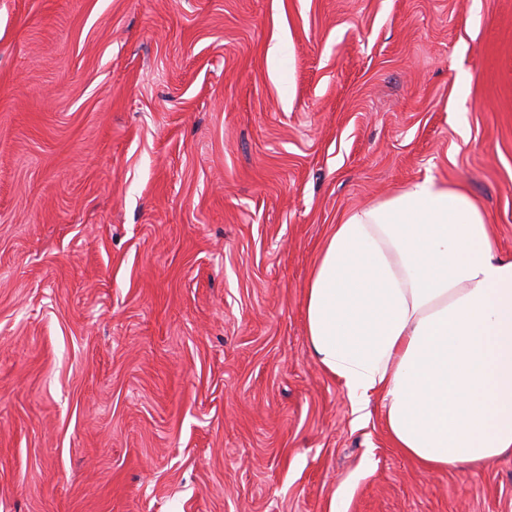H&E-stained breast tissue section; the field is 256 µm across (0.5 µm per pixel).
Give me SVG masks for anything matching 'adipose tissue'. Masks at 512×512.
Segmentation results:
<instances>
[{
	"mask_svg": "<svg viewBox=\"0 0 512 512\" xmlns=\"http://www.w3.org/2000/svg\"><path fill=\"white\" fill-rule=\"evenodd\" d=\"M312 350L356 412L381 395L432 471L512 452V258L461 188L412 182L336 225L309 279Z\"/></svg>",
	"mask_w": 512,
	"mask_h": 512,
	"instance_id": "obj_1",
	"label": "adipose tissue"
}]
</instances>
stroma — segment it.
Wrapping results in <instances>:
<instances>
[{"instance_id":"1","label":"stroma","mask_w":512,"mask_h":512,"mask_svg":"<svg viewBox=\"0 0 512 512\" xmlns=\"http://www.w3.org/2000/svg\"><path fill=\"white\" fill-rule=\"evenodd\" d=\"M428 177L512 257V0H0V512H512L310 346L335 224Z\"/></svg>"}]
</instances>
